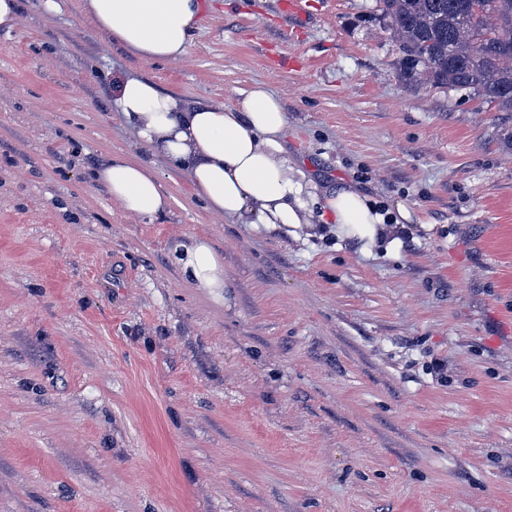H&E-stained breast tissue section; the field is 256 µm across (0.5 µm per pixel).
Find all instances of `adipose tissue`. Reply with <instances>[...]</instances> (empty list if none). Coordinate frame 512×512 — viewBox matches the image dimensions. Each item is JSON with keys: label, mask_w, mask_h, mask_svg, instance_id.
I'll use <instances>...</instances> for the list:
<instances>
[{"label": "adipose tissue", "mask_w": 512, "mask_h": 512, "mask_svg": "<svg viewBox=\"0 0 512 512\" xmlns=\"http://www.w3.org/2000/svg\"><path fill=\"white\" fill-rule=\"evenodd\" d=\"M202 0H85L84 10L110 42L144 62L183 59L202 13ZM152 155L134 161L114 154L99 162L97 181L122 210L156 218L171 205L153 161L184 173L206 209L228 224L296 225L366 245L397 231L410 214L402 203L382 209L358 186L307 178L288 151L289 117L264 84L253 85L238 104L201 102L163 91L151 79L118 80L108 103ZM171 260L183 278L221 299L222 263L210 243L192 237L177 243Z\"/></svg>", "instance_id": "ef3b65f1"}]
</instances>
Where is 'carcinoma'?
Wrapping results in <instances>:
<instances>
[{
	"label": "carcinoma",
	"mask_w": 512,
	"mask_h": 512,
	"mask_svg": "<svg viewBox=\"0 0 512 512\" xmlns=\"http://www.w3.org/2000/svg\"><path fill=\"white\" fill-rule=\"evenodd\" d=\"M400 78L512 112V0H375Z\"/></svg>",
	"instance_id": "1"
}]
</instances>
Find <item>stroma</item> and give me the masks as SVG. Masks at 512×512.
<instances>
[{"label": "stroma", "mask_w": 512, "mask_h": 512, "mask_svg": "<svg viewBox=\"0 0 512 512\" xmlns=\"http://www.w3.org/2000/svg\"><path fill=\"white\" fill-rule=\"evenodd\" d=\"M281 2L204 0L178 62L82 0L0 30V512H512V114L401 82L375 0ZM133 72L227 105L265 84L306 174L408 233L227 224L160 159L169 211L125 213L93 167L149 157L108 108ZM192 236L223 302L168 260Z\"/></svg>", "instance_id": "obj_1"}]
</instances>
